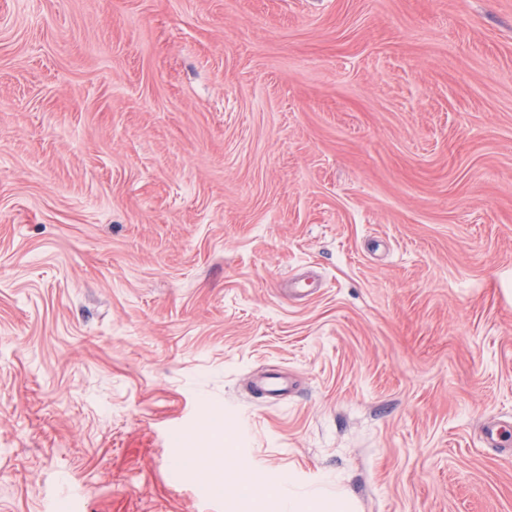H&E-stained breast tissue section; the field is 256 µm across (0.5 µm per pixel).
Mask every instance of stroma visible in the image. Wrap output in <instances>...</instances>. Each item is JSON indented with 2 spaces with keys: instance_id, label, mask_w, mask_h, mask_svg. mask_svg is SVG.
Segmentation results:
<instances>
[{
  "instance_id": "obj_1",
  "label": "stroma",
  "mask_w": 512,
  "mask_h": 512,
  "mask_svg": "<svg viewBox=\"0 0 512 512\" xmlns=\"http://www.w3.org/2000/svg\"><path fill=\"white\" fill-rule=\"evenodd\" d=\"M281 474L512 512V0H0V512Z\"/></svg>"
}]
</instances>
